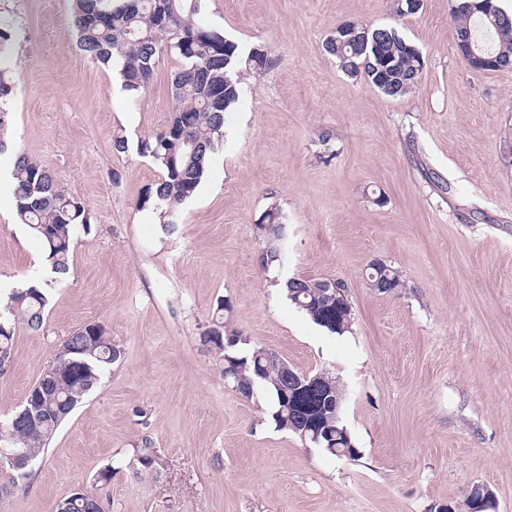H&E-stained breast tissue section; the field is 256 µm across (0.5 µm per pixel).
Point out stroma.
Returning a JSON list of instances; mask_svg holds the SVG:
<instances>
[{
    "instance_id": "obj_1",
    "label": "stroma",
    "mask_w": 512,
    "mask_h": 512,
    "mask_svg": "<svg viewBox=\"0 0 512 512\" xmlns=\"http://www.w3.org/2000/svg\"><path fill=\"white\" fill-rule=\"evenodd\" d=\"M450 5L402 15L397 0H203L201 26L270 63L243 69L224 145L169 234L138 204L160 169L135 146L173 108L176 60L131 94L78 49L70 0H0L23 48L9 133L93 217L44 332L16 331L0 415L73 330L102 324L123 352L0 512H52L107 464L110 512H438L477 485L494 494L489 512H512V67L472 71ZM346 21L415 45L419 85L393 99L345 74L325 42ZM117 137L128 152L113 150ZM273 205L288 236L266 267L256 226ZM375 261L403 288H371ZM45 267L1 200L0 297ZM293 277L344 281L349 332L292 304L280 284ZM222 301L252 345L339 380L357 458L305 444L276 426L269 393L225 382L200 343ZM144 448L158 464L137 479Z\"/></svg>"
}]
</instances>
